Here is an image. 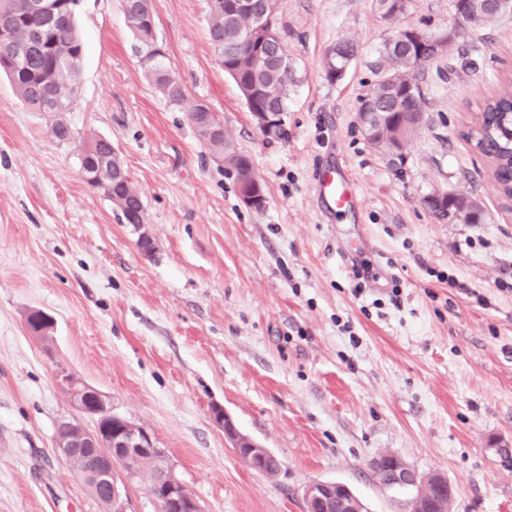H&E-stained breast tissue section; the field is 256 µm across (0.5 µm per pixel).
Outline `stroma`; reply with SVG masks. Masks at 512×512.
Instances as JSON below:
<instances>
[{
    "instance_id": "35a3bbf8",
    "label": "stroma",
    "mask_w": 512,
    "mask_h": 512,
    "mask_svg": "<svg viewBox=\"0 0 512 512\" xmlns=\"http://www.w3.org/2000/svg\"><path fill=\"white\" fill-rule=\"evenodd\" d=\"M165 64L205 103L266 187L245 206L185 112L150 86L121 0H81L86 51L68 114L107 136L141 194L157 249L143 255L112 203L83 179L0 76V512H101L55 451L64 420L93 427L61 372L144 428L203 512H304L306 485L346 484L367 512H408L416 489L382 487L389 452L439 473L452 512H512V208L459 131L468 104L512 75V14L459 36L419 74L426 121L389 155L367 143L359 99L400 29H454L451 0H278L291 81L288 137L265 138L217 62L207 0H150ZM359 53L329 81L326 51ZM347 172L356 206L317 190ZM475 198L480 224L437 219L435 190ZM53 316L49 336L26 328ZM222 407L269 448L277 475L248 467L213 420Z\"/></svg>"
}]
</instances>
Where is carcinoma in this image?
<instances>
[{
  "label": "carcinoma",
  "instance_id": "1",
  "mask_svg": "<svg viewBox=\"0 0 512 512\" xmlns=\"http://www.w3.org/2000/svg\"><path fill=\"white\" fill-rule=\"evenodd\" d=\"M60 11L55 24L40 25L30 9V0H0V9L8 8L11 17L9 39L11 44L28 48L26 56L12 63L0 59V74L13 85L20 102L31 112H40L50 121L53 138L61 144L76 141L77 134L68 119L69 105L54 101L49 86L62 89L74 97V64L82 60L85 46L76 28V11L79 0H59ZM381 17L396 20L405 9V0H376ZM139 0H127L125 18L138 42V51H145L156 43L155 30L137 25L136 13ZM253 15H264L277 21V0H253ZM209 37L214 51L224 57V72L229 75L243 97L250 112H287L288 58L281 42L263 41L254 18L248 14H229L228 8L218 0L209 12ZM451 42L440 40L434 44L421 41L400 29L393 38L385 41L376 63L377 80L361 97L360 106L369 112H378L383 123L374 128L363 127L365 140L373 147H382L399 157L409 139L419 128L424 116L425 97L417 73L422 69L420 57L434 52L443 54ZM356 44L344 40L332 47L325 56L324 71L328 80L332 72L341 68L344 59L355 52ZM143 72L148 82L165 101L187 112V117L198 111V103L191 101L178 77L163 64L145 66ZM472 148L486 158L488 166L503 195H512V80L503 83L485 99L477 109L474 129L467 134ZM87 153L84 164L113 169L115 181L111 202L120 210L124 220L144 213L140 193L130 179L120 156L112 149L91 138L79 144ZM204 147L214 158L224 162V170L234 176L238 191L259 182L248 155L239 150L227 136L211 139ZM425 203L438 218L453 222L478 224L484 210L477 205L464 208L435 194L425 197ZM136 471L149 473L151 489H156L162 472L161 464L150 458L136 463Z\"/></svg>",
  "mask_w": 512,
  "mask_h": 512
}]
</instances>
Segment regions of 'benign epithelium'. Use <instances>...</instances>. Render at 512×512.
Instances as JSON below:
<instances>
[{"label":"benign epithelium","mask_w":512,"mask_h":512,"mask_svg":"<svg viewBox=\"0 0 512 512\" xmlns=\"http://www.w3.org/2000/svg\"><path fill=\"white\" fill-rule=\"evenodd\" d=\"M59 10L58 0H34L33 14L47 23L56 19ZM93 169L82 171L88 185L102 195L109 193L107 174L91 175ZM138 233L137 247L146 256L156 250L154 238L146 228V222L135 225ZM54 325L48 313L36 310L27 321L26 327L34 335H43ZM61 384L66 389L75 407L95 421L94 429L73 425L68 421L59 423L56 431L55 451L64 459H70L90 451L96 458L93 491L104 505L105 512H131L127 491V479L134 476L132 462L143 455H150L165 461L162 449L145 430L127 419L112 412V403L95 387L80 384L70 375H63ZM214 421L224 429V434L233 441L237 455L252 469L258 470L266 461L274 458L267 448L240 447L241 433L235 428L231 417L221 407L212 410ZM388 474V485H415L417 477L398 457L389 456L376 460ZM164 476L154 497L159 512H201V506L191 490L175 476L168 466H163ZM338 484L334 482H314L303 491L305 512H320L335 507L338 512H355L351 504L352 493L343 491V497H336Z\"/></svg>","instance_id":"7a95c632"}]
</instances>
